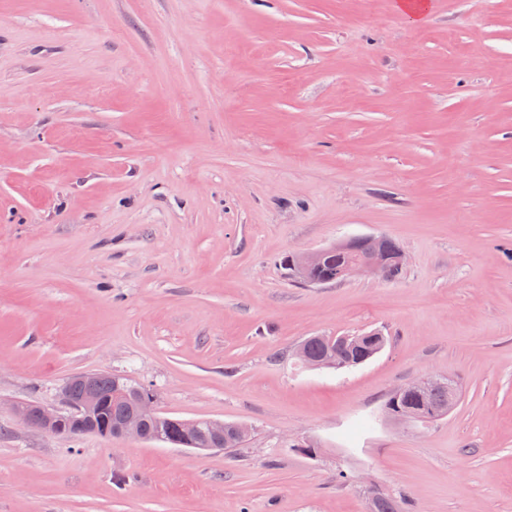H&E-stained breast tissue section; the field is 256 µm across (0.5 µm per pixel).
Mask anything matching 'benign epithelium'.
<instances>
[{
	"mask_svg": "<svg viewBox=\"0 0 512 512\" xmlns=\"http://www.w3.org/2000/svg\"><path fill=\"white\" fill-rule=\"evenodd\" d=\"M362 242L365 245V253L362 259L352 266L340 269L334 279L319 278L315 275V271L328 254L347 250L350 247L348 243L294 257L288 264L291 276L311 284H329L336 279L342 280L353 275L382 276L389 263V256L383 248L382 238L367 236L362 238ZM94 377L95 374L93 373L78 374L66 383V388L63 389L65 396L62 397V403L68 408L66 412L25 402L16 403L14 410L26 422L30 421L32 417L35 418L40 429L54 435L72 436L76 433L92 432L96 430L93 416L99 412L104 399V396L93 385ZM76 382L83 385L84 395L81 400L74 402L66 397V393H68V387ZM157 402L158 395L156 391L152 388L147 390L136 405L121 419L119 424L114 426L113 436L134 441L146 440L143 432V418L159 415ZM208 426L211 441L204 444L208 451L222 449L224 430L229 427L242 438L247 437L249 433L248 427L239 423L230 426L224 421L210 420Z\"/></svg>",
	"mask_w": 512,
	"mask_h": 512,
	"instance_id": "1",
	"label": "benign epithelium"
}]
</instances>
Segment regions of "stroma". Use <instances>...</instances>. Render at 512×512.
<instances>
[{
	"label": "stroma",
	"instance_id": "obj_1",
	"mask_svg": "<svg viewBox=\"0 0 512 512\" xmlns=\"http://www.w3.org/2000/svg\"><path fill=\"white\" fill-rule=\"evenodd\" d=\"M396 2L0 0V512H512V0ZM365 236L399 279L280 264ZM365 332L352 369L293 355ZM97 372L251 434L13 411ZM435 374L446 417L385 415ZM160 418L165 420V423L161 424V426L158 425L155 419H149L147 421L146 432L149 435V440H156L170 444L176 441H194L203 443L209 438L210 431L212 438L211 441L204 444L203 447L206 448H193L197 450L213 451L239 448L249 433L248 427L239 423L233 424V422H228L233 424L231 426L234 431L233 433L230 429L226 431L229 425L224 421L208 420L207 423V419H198L197 424V421L194 419H180L181 425L185 430L192 431L197 425L194 434L185 435L182 427H180L178 423V419L167 416H160ZM224 430L226 432H224Z\"/></svg>",
	"mask_w": 512,
	"mask_h": 512
}]
</instances>
